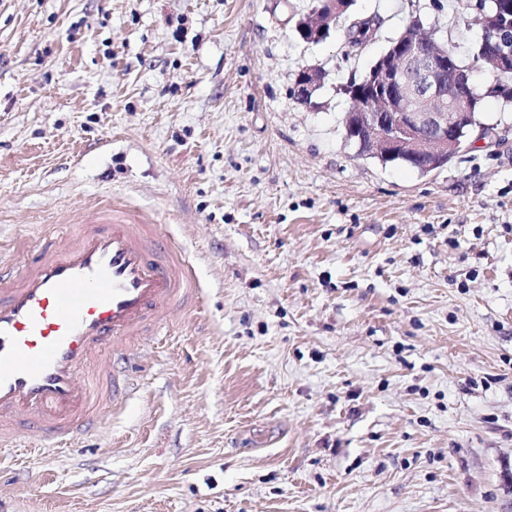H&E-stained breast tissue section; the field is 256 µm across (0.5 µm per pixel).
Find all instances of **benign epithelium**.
<instances>
[{
    "mask_svg": "<svg viewBox=\"0 0 512 512\" xmlns=\"http://www.w3.org/2000/svg\"><path fill=\"white\" fill-rule=\"evenodd\" d=\"M471 8L490 31L475 67L457 69L452 80H445L447 60L433 59L420 39L422 24L414 19L372 67L371 95L350 92L354 108L347 114L346 133L359 148L383 163L406 162L423 172L442 169L466 150L468 132L478 124L473 72L512 69V16L499 7L485 9L484 0H474ZM345 9L346 0H322L317 13L299 19L296 29L317 39L336 25ZM322 81L323 73L309 68L297 79L296 93L307 101Z\"/></svg>",
    "mask_w": 512,
    "mask_h": 512,
    "instance_id": "7a95c632",
    "label": "benign epithelium"
}]
</instances>
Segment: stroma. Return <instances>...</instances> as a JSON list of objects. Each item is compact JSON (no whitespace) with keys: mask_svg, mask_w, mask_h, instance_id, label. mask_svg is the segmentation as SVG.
Listing matches in <instances>:
<instances>
[{"mask_svg":"<svg viewBox=\"0 0 512 512\" xmlns=\"http://www.w3.org/2000/svg\"><path fill=\"white\" fill-rule=\"evenodd\" d=\"M0 0V265L112 203L204 288L159 313L134 387L46 455H0V512H512V102L423 174L357 156L342 86L458 0ZM320 68L308 103L291 89ZM347 0H324L321 6L319 4L311 9L317 13L313 16L308 15L296 22V29L304 37L312 36L313 39L326 34V31L339 23H344V30L347 33L349 43L352 46L363 45L371 42L370 39V20L367 18L350 19L348 9L345 11ZM345 11V12H344ZM344 12V13H343ZM343 13L337 20V16ZM325 17L324 22H318L317 17ZM299 34V36H300Z\"/></svg>","mask_w":512,"mask_h":512,"instance_id":"stroma-1","label":"stroma"}]
</instances>
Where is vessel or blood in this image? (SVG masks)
<instances>
[{
    "label": "vessel or blood",
    "instance_id": "vessel-or-blood-1",
    "mask_svg": "<svg viewBox=\"0 0 512 512\" xmlns=\"http://www.w3.org/2000/svg\"><path fill=\"white\" fill-rule=\"evenodd\" d=\"M155 225L106 205L92 223L46 237L30 263L0 270V448L29 423L55 453L89 430L101 410L119 411L138 340L167 307L199 302L182 252L157 244Z\"/></svg>",
    "mask_w": 512,
    "mask_h": 512
}]
</instances>
